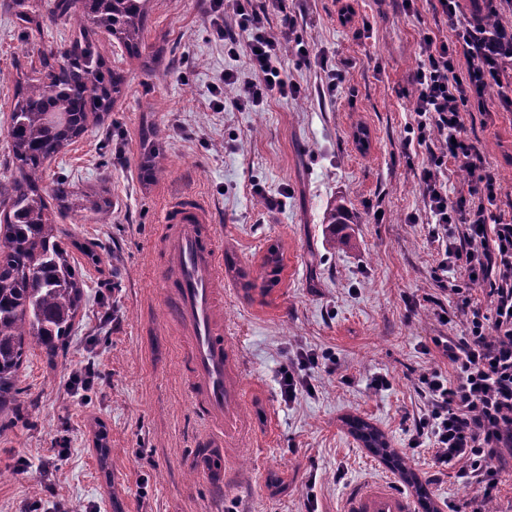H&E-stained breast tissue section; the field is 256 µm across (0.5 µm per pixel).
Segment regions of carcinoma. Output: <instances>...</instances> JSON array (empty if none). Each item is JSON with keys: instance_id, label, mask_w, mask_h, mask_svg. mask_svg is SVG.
I'll return each instance as SVG.
<instances>
[{"instance_id": "carcinoma-1", "label": "carcinoma", "mask_w": 512, "mask_h": 512, "mask_svg": "<svg viewBox=\"0 0 512 512\" xmlns=\"http://www.w3.org/2000/svg\"><path fill=\"white\" fill-rule=\"evenodd\" d=\"M146 0H53L48 19H72L76 34L41 52L40 78L19 86L10 114V148L4 167L12 175L0 180V414L11 406L20 415L18 371L25 344L41 348L53 360L64 352L84 300L83 280L70 261L67 230L55 223L40 184L47 164L97 120L112 111L125 84L122 71L101 54L97 31L105 30L131 56L141 54ZM0 8L16 19L26 15L25 0H3ZM160 135L146 145L148 173L164 158ZM330 233L348 223L344 206L326 210ZM282 256L270 249L261 265V287L271 288ZM351 432L374 453L390 456L384 435L361 420L348 422Z\"/></svg>"}]
</instances>
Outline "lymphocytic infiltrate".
Segmentation results:
<instances>
[{"instance_id": "f902f5d3", "label": "lymphocytic infiltrate", "mask_w": 512, "mask_h": 512, "mask_svg": "<svg viewBox=\"0 0 512 512\" xmlns=\"http://www.w3.org/2000/svg\"><path fill=\"white\" fill-rule=\"evenodd\" d=\"M228 13L236 25L232 34L224 28ZM439 13L451 36L427 33L420 41L423 61L412 77L418 91L414 133L428 149L418 180L430 233L440 246L438 283L456 296L463 332L435 341L455 376H421L427 409L409 445L421 447L424 435H431L437 464L460 463V478L476 483L488 499L512 456V222L493 216L495 176L464 130L470 112L485 110L488 98L512 101V26L476 24L462 15L460 0H441ZM210 24L229 56L247 52L252 71L244 78L225 70L224 86L215 92L217 109L252 110L274 96L300 97V86L281 67L287 48L303 59L310 55L294 35L293 17L274 32L256 0H210ZM452 166L467 175L466 191L453 197L446 178ZM459 269L466 281L457 279ZM475 282L485 287L486 306L470 293Z\"/></svg>"}]
</instances>
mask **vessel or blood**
<instances>
[{"label":"vessel or blood","mask_w":512,"mask_h":512,"mask_svg":"<svg viewBox=\"0 0 512 512\" xmlns=\"http://www.w3.org/2000/svg\"><path fill=\"white\" fill-rule=\"evenodd\" d=\"M157 247L161 263L171 268L170 276L160 281L162 296L174 305L173 322L184 327L189 339L185 386L204 429L197 467L220 486L229 470L224 436L241 425L243 388L233 379V358L224 343L217 288L224 255L208 206L191 194L167 202ZM340 512H415V504L392 481L363 482L345 496Z\"/></svg>","instance_id":"obj_1"}]
</instances>
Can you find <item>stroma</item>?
<instances>
[{
  "mask_svg": "<svg viewBox=\"0 0 512 512\" xmlns=\"http://www.w3.org/2000/svg\"><path fill=\"white\" fill-rule=\"evenodd\" d=\"M52 2L28 0L40 23L24 32L0 12V158L17 81L39 68L41 50L73 34L69 23L48 20ZM346 4L354 16L344 25ZM266 8L274 30L293 15L316 56L282 61L299 98L249 111L210 104L225 70L251 71L246 56L229 57L213 36L209 0H148L137 58L99 32L125 87L103 121L50 162L44 181L70 182L73 197L55 206V221L78 242L96 243L101 261L78 260L86 297L64 355L26 351L21 414L0 432V512L76 504L82 512H339L353 486L393 473L349 433L351 417L406 459L401 492L425 490L440 512L478 508L479 488L459 478V464L435 465L430 445L408 446L426 407L420 376L454 374L434 341L463 330L439 318L455 302L435 280L438 244L417 179L426 155L403 145L420 37L448 33L438 2L416 0L408 14L400 0H268ZM331 69L343 75L332 94ZM361 125L370 133L365 150L354 137ZM157 134L164 170L149 177L144 148ZM466 134L500 185L499 214L511 220L512 108L490 100L487 111L472 112ZM183 193L209 205L237 267L220 286L245 388L243 430L224 441L232 473L219 489L192 465L200 425L153 267L163 203ZM101 196L111 203L104 220L89 205ZM338 202L352 221L342 227L346 243L334 246L322 219ZM273 245L282 270L264 293L256 281ZM304 352L319 362L300 367ZM90 366L97 378L71 393V379ZM298 367L312 390L289 402L280 376ZM379 375L388 388H371Z\"/></svg>",
  "mask_w": 512,
  "mask_h": 512,
  "instance_id": "1",
  "label": "stroma"
}]
</instances>
